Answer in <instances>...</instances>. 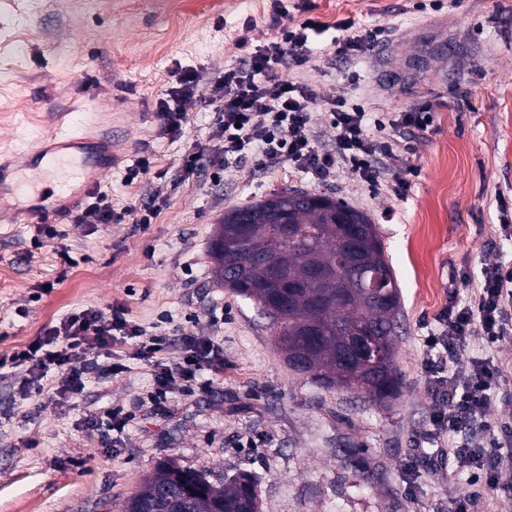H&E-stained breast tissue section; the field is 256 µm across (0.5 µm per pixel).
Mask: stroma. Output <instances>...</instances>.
<instances>
[{"label": "stroma", "instance_id": "obj_1", "mask_svg": "<svg viewBox=\"0 0 512 512\" xmlns=\"http://www.w3.org/2000/svg\"><path fill=\"white\" fill-rule=\"evenodd\" d=\"M0 0V159L19 160L56 126L108 125L117 160L99 190L119 224H78L91 204L82 196L33 245L32 224L0 222V512H122L157 464L172 461L206 473L214 485L242 471L258 479L260 512H455L470 495L471 512H512V341L486 347L471 338L462 360L490 358L500 369L484 417L468 438L492 448L485 467L495 483L475 480L448 461L455 437L430 443L439 394L423 368L426 321L449 292L467 300L483 267L512 261L502 237V208L512 209V0H288L285 24L312 15L327 31L316 36L308 67L284 69L318 99L341 96L374 112L429 103V131L411 151L387 158L390 176L415 166L402 198L370 192L348 168L325 182L288 164L247 161L211 181L218 151V114L193 99L183 136L167 134L156 102L176 84L174 67L211 78L251 44L275 35L271 0H184L169 19L157 0ZM387 32L359 61H335L321 48L338 20ZM358 81H348L350 72ZM199 157L194 173L182 159ZM151 171L128 174L140 157ZM330 194L373 220L401 294L397 366L401 396L380 406L361 394L329 390L294 372L274 344L270 319L215 278L209 244L225 211L275 190ZM162 207L153 223L138 208ZM126 309L152 336L177 340L182 330L218 342L224 371L206 390L176 389L165 402L147 397L148 365L116 343L129 360L118 377L89 373L76 398L57 397V372L25 395L20 369L5 364L66 314ZM224 318L212 323L211 309ZM119 410L123 433L90 427Z\"/></svg>", "mask_w": 512, "mask_h": 512}]
</instances>
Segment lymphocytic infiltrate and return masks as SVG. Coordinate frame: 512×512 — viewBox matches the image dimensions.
Instances as JSON below:
<instances>
[{
  "mask_svg": "<svg viewBox=\"0 0 512 512\" xmlns=\"http://www.w3.org/2000/svg\"><path fill=\"white\" fill-rule=\"evenodd\" d=\"M336 28L338 34L329 48L352 60L369 52L378 38L376 31L356 29L350 19L337 22ZM323 30L321 21L309 17L299 25L279 27L276 36L261 46L249 47L247 38H240V45L247 48L245 56L213 81H203L195 70L181 71L176 86L157 101L166 131L181 136L188 121L183 104L196 97L219 114L217 133L224 143V161L215 165L214 181L223 180L226 164L252 158L263 164L293 165L316 183L326 181L342 164L371 189L384 188L404 197L410 182H387L382 161L399 145L397 130H424L431 125V108L426 105L393 112L383 121L373 119L365 108L348 105L343 98L325 99L324 112L335 132L336 149L319 150L311 112L315 94L307 84L285 79L282 69L309 62V38ZM435 321L436 329L426 337L431 356L425 369L448 393L447 399L435 404V426L441 433H459L484 415L488 393L500 377L496 365L482 358L461 365L460 352L474 336L484 337L490 344L512 336V265L485 269L473 299L464 304L449 299ZM119 340L130 342L132 358L152 368L151 396L155 399L180 384L207 389L209 373L224 366L222 349L213 340L183 333L178 355L169 357L164 338L146 335L127 319L124 310L95 308L67 314L42 339L17 348L10 362L24 372L23 389L38 385L54 370L60 377L58 396L71 398L85 388L89 355L109 349Z\"/></svg>",
  "mask_w": 512,
  "mask_h": 512,
  "instance_id": "f902f5d3",
  "label": "lymphocytic infiltrate"
}]
</instances>
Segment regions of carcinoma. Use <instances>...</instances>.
Here are the masks:
<instances>
[{"label": "carcinoma", "instance_id": "cac0c4a2", "mask_svg": "<svg viewBox=\"0 0 512 512\" xmlns=\"http://www.w3.org/2000/svg\"><path fill=\"white\" fill-rule=\"evenodd\" d=\"M310 193L283 190L224 213L210 242L213 273L236 296L260 307L276 328L275 342L303 353L299 373L322 386L350 391L368 384L367 397L387 405L401 395L395 366L396 315L400 293L375 225L363 212L324 193L315 204ZM291 224L292 237L277 225ZM379 274L393 286V298L374 296L358 287L360 277ZM378 330L385 357L375 365L346 354L354 331ZM125 512H258L256 482L241 473L222 488L203 473L168 461L157 465L140 490L128 498Z\"/></svg>", "mask_w": 512, "mask_h": 512}]
</instances>
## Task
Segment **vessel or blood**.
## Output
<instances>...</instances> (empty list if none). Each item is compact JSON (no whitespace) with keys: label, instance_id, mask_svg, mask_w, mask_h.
<instances>
[{"label":"vessel or blood","instance_id":"vessel-or-blood-1","mask_svg":"<svg viewBox=\"0 0 512 512\" xmlns=\"http://www.w3.org/2000/svg\"><path fill=\"white\" fill-rule=\"evenodd\" d=\"M84 129L56 130L32 145L22 158L28 168L27 179H20L16 169L0 167V200L32 194L31 204L14 218L18 224L43 223L59 218L67 201L71 182L67 175L79 169L84 193L93 192L100 177L110 171L109 143H100L97 150L84 148ZM58 177L55 193H35L34 185L44 176Z\"/></svg>","mask_w":512,"mask_h":512}]
</instances>
